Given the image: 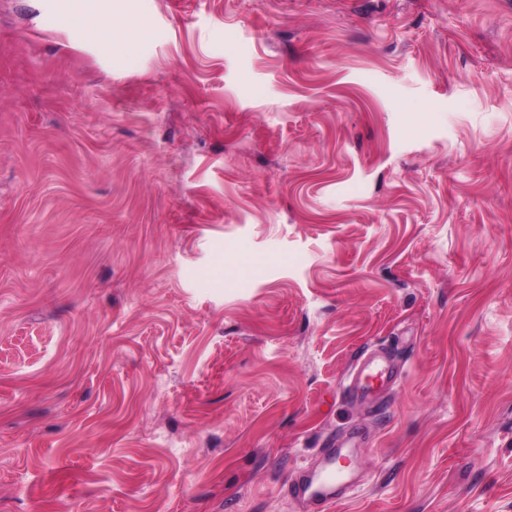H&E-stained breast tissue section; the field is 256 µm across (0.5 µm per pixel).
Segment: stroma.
<instances>
[{
  "mask_svg": "<svg viewBox=\"0 0 512 512\" xmlns=\"http://www.w3.org/2000/svg\"><path fill=\"white\" fill-rule=\"evenodd\" d=\"M111 7L0 0V512H512V0ZM67 17L70 25L77 29L94 33L102 46L112 54V51L123 50L131 51L135 48L143 35L141 27L133 21H130L123 36L118 43L112 39V23H104V11L96 10L88 6L82 0H67ZM397 377L392 366L391 354L373 351L363 354L356 362L347 393L351 398L365 402L376 398L378 385L393 383ZM327 449L329 458L326 466L310 479L305 488L292 486L288 489L293 498L308 492L310 499L318 506H324L328 502L336 500V486L346 482L347 474L337 468L342 459L340 451H336V448Z\"/></svg>",
  "mask_w": 512,
  "mask_h": 512,
  "instance_id": "obj_1",
  "label": "stroma"
}]
</instances>
